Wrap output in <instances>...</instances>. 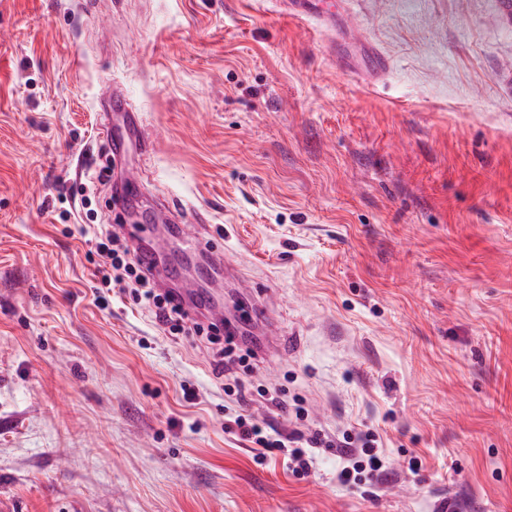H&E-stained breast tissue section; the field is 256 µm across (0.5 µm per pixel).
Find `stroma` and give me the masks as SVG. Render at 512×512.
Returning <instances> with one entry per match:
<instances>
[{"label":"stroma","mask_w":512,"mask_h":512,"mask_svg":"<svg viewBox=\"0 0 512 512\" xmlns=\"http://www.w3.org/2000/svg\"><path fill=\"white\" fill-rule=\"evenodd\" d=\"M353 49L279 0H0V500L14 512H512V24L498 0H323ZM153 152L141 174L204 215L274 353L236 364L328 438L295 478L224 429L203 342L96 297L89 236L122 232L100 82ZM90 164L83 175L77 160ZM194 387V400L183 386ZM98 97L103 106H107L110 112L124 113L123 127L125 132L133 131L138 136V151L141 156H149L152 151V143L140 122L137 113L128 107V98L121 88L104 82L98 91ZM376 437L367 431L360 434L352 447V441L344 443L352 448L340 449L337 479L345 484L362 482L373 478L384 467L379 448H375Z\"/></svg>","instance_id":"obj_1"}]
</instances>
